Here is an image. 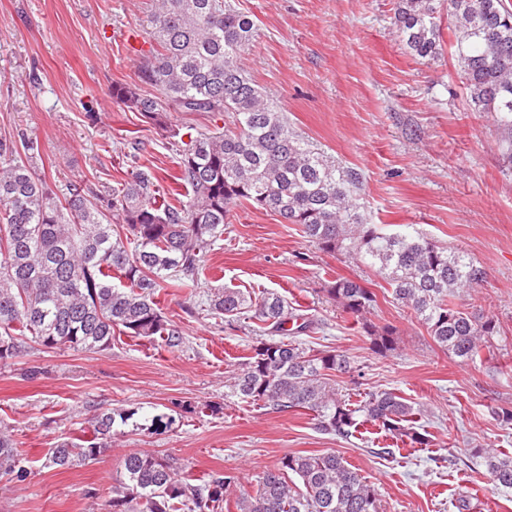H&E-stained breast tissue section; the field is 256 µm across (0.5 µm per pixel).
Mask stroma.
Masks as SVG:
<instances>
[{
    "mask_svg": "<svg viewBox=\"0 0 512 512\" xmlns=\"http://www.w3.org/2000/svg\"><path fill=\"white\" fill-rule=\"evenodd\" d=\"M258 28L242 63L291 128L364 178L361 204L383 232L412 229L465 252L484 272L460 302L497 319L500 335L476 361L442 352L425 326L360 262L306 241L297 225L248 205L232 207L224 235L204 253L205 279L169 285L164 315L186 343L118 335L95 352L31 345L0 364V431L30 469L25 483L0 476V512H109L108 489L125 454L173 457L195 478L232 471L242 487L287 453L336 452L373 483L383 512H512V489L495 488L472 449L512 455V166L495 117L471 111L450 54L406 52L391 18L396 0H235ZM156 0H0V140L33 143L21 158L49 177L108 199L133 172L151 171L161 194L183 197L167 134L113 100L139 84ZM361 278L377 295L375 325L396 330L397 348L373 353L371 338L329 301L328 280ZM275 291L320 327L305 346L344 351L363 390H393L423 404L427 448L384 454L385 440L347 441L320 432L311 413L273 412L241 400L230 382L254 344L250 314L214 315L212 293ZM134 411L106 456L46 468L48 448L81 437L94 409ZM172 417L152 429L150 416Z\"/></svg>",
    "mask_w": 512,
    "mask_h": 512,
    "instance_id": "1",
    "label": "stroma"
}]
</instances>
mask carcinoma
Wrapping results in <instances>:
<instances>
[{
    "mask_svg": "<svg viewBox=\"0 0 512 512\" xmlns=\"http://www.w3.org/2000/svg\"><path fill=\"white\" fill-rule=\"evenodd\" d=\"M440 0H398L392 25L407 52L441 56ZM449 46L464 73L468 107L496 117L504 157L512 163V11L502 0H448ZM257 36L251 16L232 0H158L150 18L155 44L138 66V87H112V98L138 112L172 139L180 156L186 200L175 206L160 196L153 177L138 172L112 191V212L126 226L112 234L97 194L74 187L59 199L49 179L15 158L0 141V362L25 352L72 347L106 351L115 331L154 340L170 349L184 343L180 327L163 315L158 296L169 280L184 287L203 271V250L224 235L230 208L248 203L300 226L303 237L328 254H342L373 268L391 295L413 311L443 352L461 362L480 356L497 321L454 302L459 290L483 278L460 251L419 233L385 234L367 222L356 198L361 173L343 168L288 126L283 113L241 67V53ZM172 112L209 115L211 123L183 140L169 122ZM229 118L223 125L218 121ZM327 297L362 323L372 351L396 349L395 330L364 322L375 294L357 278L336 277ZM227 318L252 309L265 338L234 374L240 398L276 412L313 413L318 430L348 440L370 425L411 446L432 443L418 421L421 404L391 391L357 392L345 399L336 379L352 372L336 349L312 351L298 340L318 325L276 292L253 297L226 288L211 300ZM133 411L105 408L89 420L91 432L77 442L48 449L43 465L68 468L112 449L116 421ZM497 488H512V456L477 448ZM0 473L24 483L9 435L0 432ZM233 472L212 473L198 483L167 456L138 451L112 472V512H223L233 491L237 512H381L378 490L342 457L286 454L238 490Z\"/></svg>",
    "mask_w": 512,
    "mask_h": 512,
    "instance_id": "obj_1",
    "label": "carcinoma"
}]
</instances>
